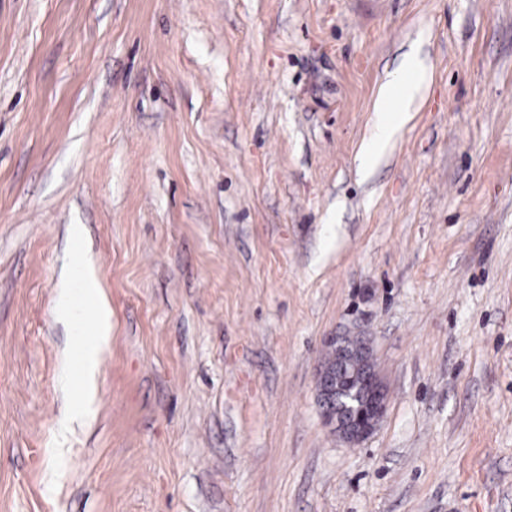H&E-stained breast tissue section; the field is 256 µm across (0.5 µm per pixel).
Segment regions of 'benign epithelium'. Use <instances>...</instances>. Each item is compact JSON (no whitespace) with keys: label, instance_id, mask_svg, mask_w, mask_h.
I'll list each match as a JSON object with an SVG mask.
<instances>
[{"label":"benign epithelium","instance_id":"benign-epithelium-1","mask_svg":"<svg viewBox=\"0 0 512 512\" xmlns=\"http://www.w3.org/2000/svg\"><path fill=\"white\" fill-rule=\"evenodd\" d=\"M333 345L335 360L325 364L317 379L323 416L338 438L359 445L385 415L386 389L366 341L338 337Z\"/></svg>","mask_w":512,"mask_h":512}]
</instances>
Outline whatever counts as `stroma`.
<instances>
[{
    "instance_id": "35a3bbf8",
    "label": "stroma",
    "mask_w": 512,
    "mask_h": 512,
    "mask_svg": "<svg viewBox=\"0 0 512 512\" xmlns=\"http://www.w3.org/2000/svg\"><path fill=\"white\" fill-rule=\"evenodd\" d=\"M83 255L112 340L62 438ZM356 332L350 447L316 378ZM0 512H512V0H0ZM404 71L406 77H393L379 90L376 111L384 112L386 121L377 124L369 143L359 154L363 168L371 164L379 149L388 143L409 119L407 103L412 100L417 91L416 78L421 74L418 72L419 63L415 59H409ZM392 102H396L397 107L388 111V106ZM333 340L334 361H328L317 379L323 416L336 436L359 445L375 432L386 412L387 393L373 361L369 344Z\"/></svg>"
}]
</instances>
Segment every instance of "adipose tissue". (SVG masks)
Masks as SVG:
<instances>
[{"mask_svg": "<svg viewBox=\"0 0 512 512\" xmlns=\"http://www.w3.org/2000/svg\"><path fill=\"white\" fill-rule=\"evenodd\" d=\"M419 64L408 60L405 74L385 82L378 93L376 109L386 115L378 123L369 143L359 154L361 166H369L379 149L405 125L409 119L408 104L417 91L416 79ZM55 316L68 323L74 318L91 319L95 326L91 338L83 340L80 351V367L84 384L94 383L101 366L102 356L112 337V313L104 304L102 290L96 275L82 276L79 286L63 280L58 293Z\"/></svg>", "mask_w": 512, "mask_h": 512, "instance_id": "ef3b65f1", "label": "adipose tissue"}]
</instances>
